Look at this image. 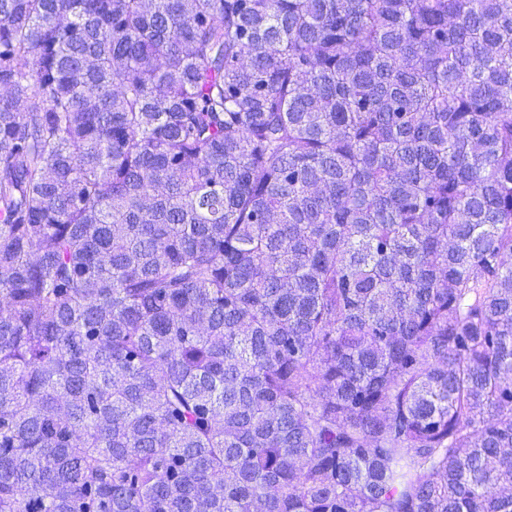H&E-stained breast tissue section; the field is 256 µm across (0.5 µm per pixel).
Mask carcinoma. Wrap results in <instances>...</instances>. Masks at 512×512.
Masks as SVG:
<instances>
[{
    "label": "carcinoma",
    "mask_w": 512,
    "mask_h": 512,
    "mask_svg": "<svg viewBox=\"0 0 512 512\" xmlns=\"http://www.w3.org/2000/svg\"><path fill=\"white\" fill-rule=\"evenodd\" d=\"M0 512H512V0H0Z\"/></svg>",
    "instance_id": "1"
}]
</instances>
